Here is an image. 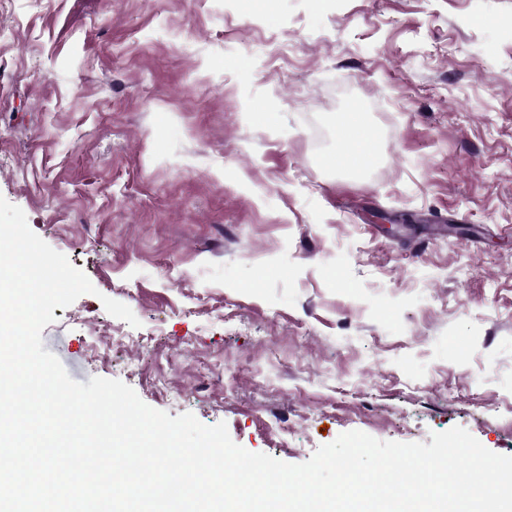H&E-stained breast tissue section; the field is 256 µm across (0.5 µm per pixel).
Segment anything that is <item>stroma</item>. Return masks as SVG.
Segmentation results:
<instances>
[{
  "label": "stroma",
  "mask_w": 512,
  "mask_h": 512,
  "mask_svg": "<svg viewBox=\"0 0 512 512\" xmlns=\"http://www.w3.org/2000/svg\"><path fill=\"white\" fill-rule=\"evenodd\" d=\"M0 27V196L95 287L42 331L72 379L290 464L455 426L512 456V0H0ZM354 104L356 176L327 163ZM336 133L343 144L342 149L331 160L336 169H349L371 158L376 143L375 132L364 113L359 112L355 106L344 113Z\"/></svg>",
  "instance_id": "stroma-1"
}]
</instances>
